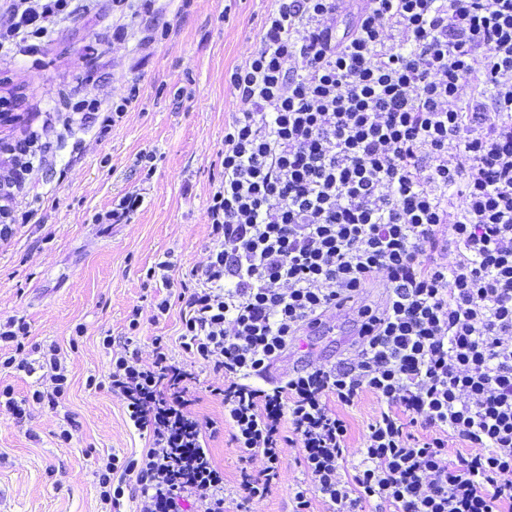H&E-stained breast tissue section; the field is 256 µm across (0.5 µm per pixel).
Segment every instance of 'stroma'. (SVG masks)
<instances>
[{"mask_svg": "<svg viewBox=\"0 0 512 512\" xmlns=\"http://www.w3.org/2000/svg\"><path fill=\"white\" fill-rule=\"evenodd\" d=\"M271 8V0H156L169 32L146 44L135 18L127 38L113 40L112 0H97L58 26L39 66L21 55L0 62V96L15 97L19 115L0 120L2 139L39 125L41 111L63 108L74 94L117 101L131 84L140 87L135 108L106 136L85 130L56 145V168L40 172L29 191L37 223L0 242V321H24L25 346H56L69 374L58 409L36 406L18 421L0 406V512H102L94 458L145 450L121 401L88 390L86 379L108 371L101 334L122 336L132 306L161 295L147 268L169 260L172 279L186 281L207 263L206 199L222 176L224 124L242 107L227 74L250 57ZM92 40L99 79L86 84L76 75ZM179 87L188 96L178 102ZM146 151L156 155L148 180L135 165ZM134 188L144 203L128 223H92ZM79 324L85 333L71 342ZM63 429L73 434L66 445L56 439ZM296 457L284 450L277 491L251 512H288V488L302 476Z\"/></svg>", "mask_w": 512, "mask_h": 512, "instance_id": "1", "label": "stroma"}]
</instances>
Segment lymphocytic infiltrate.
Returning a JSON list of instances; mask_svg holds the SVG:
<instances>
[{"mask_svg":"<svg viewBox=\"0 0 512 512\" xmlns=\"http://www.w3.org/2000/svg\"><path fill=\"white\" fill-rule=\"evenodd\" d=\"M74 0H0V55L37 59ZM228 82L243 104L224 126L223 176L206 201L212 248L178 288L177 349L134 345L172 300L133 306L105 378L148 446L95 458L108 512H246L279 484L284 449L303 477L289 512H512V0H274ZM139 97L69 98L40 128L0 143V241L32 223L28 186L52 142L108 134ZM354 305L357 336L333 360L272 372L299 340ZM24 322L0 323V370L38 385L0 398L16 420L58 408L57 348L20 360ZM221 376L202 386L200 375ZM380 407L359 445L337 407ZM219 398L222 419L198 414ZM227 435L235 488L212 457ZM467 454L449 456V439ZM261 459L259 471L249 468Z\"/></svg>","mask_w":512,"mask_h":512,"instance_id":"f902f5d3","label":"lymphocytic infiltrate"}]
</instances>
